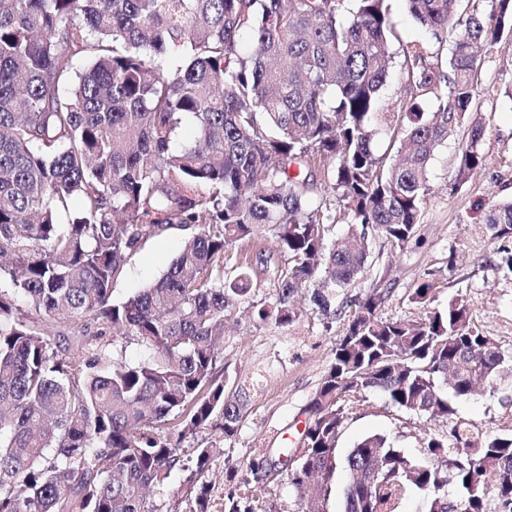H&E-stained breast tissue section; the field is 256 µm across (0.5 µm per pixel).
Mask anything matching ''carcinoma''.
<instances>
[{"label":"carcinoma","instance_id":"obj_1","mask_svg":"<svg viewBox=\"0 0 512 512\" xmlns=\"http://www.w3.org/2000/svg\"><path fill=\"white\" fill-rule=\"evenodd\" d=\"M402 2L425 39L402 40L390 0H0V512H149L146 492L180 472L208 512L197 476L241 416L215 376L250 292L246 269L224 270L232 245L265 228L288 254L275 305L256 311L286 326L302 284L324 273L326 309V289L364 270L367 227L413 238L449 132L466 129L456 182L483 166L482 61L512 29V0ZM447 46L449 74L429 62ZM394 72L409 98L384 103ZM335 201L349 230L330 240ZM485 226L512 238V201ZM174 228L184 245L166 272L113 301L129 256ZM380 303L361 301L336 343L291 483L326 505L343 464L342 512H400L409 488L421 512H512V435L471 445L452 401L512 381V355L460 296L419 321L383 320ZM115 332L144 356L114 359ZM371 391L449 434L421 460L380 434L341 455ZM205 427L209 445L181 446ZM259 492L228 494L224 512H262Z\"/></svg>","mask_w":512,"mask_h":512}]
</instances>
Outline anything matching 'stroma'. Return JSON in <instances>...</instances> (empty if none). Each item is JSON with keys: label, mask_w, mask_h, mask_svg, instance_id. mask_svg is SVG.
Masks as SVG:
<instances>
[{"label": "stroma", "mask_w": 512, "mask_h": 512, "mask_svg": "<svg viewBox=\"0 0 512 512\" xmlns=\"http://www.w3.org/2000/svg\"><path fill=\"white\" fill-rule=\"evenodd\" d=\"M481 82L486 92L482 168L457 184L456 153L462 136H450L432 164L431 190L414 237L398 246L370 232L364 272L337 294L329 309L317 305L314 288L308 285L293 298L296 317L290 325L256 319V307L274 302L278 272L288 266V257L275 250L267 233L234 244L232 263L251 264L254 274L249 295L228 322L219 369L226 374L227 391L254 378L259 388L241 395L238 430L225 440L223 454L204 475L215 512H222L231 491L254 481L262 487V512H306V500L281 462L286 449L298 447L308 403L331 365L350 314L368 295H383L380 318L405 321L421 319L428 308L442 309L449 300L463 297L471 324L502 351L512 352V238L492 236L483 223L495 205L512 199V37L503 38L486 56ZM183 241V233L172 229L143 243L114 283L113 300H123L157 280ZM423 283L431 286L425 305L412 298ZM455 405L459 417L471 425L473 444L491 434L512 433L510 388L487 386ZM449 429L448 422L403 412L373 392L354 408L338 446L345 451L361 438L381 433L415 459L428 436ZM260 453L278 463L279 471L256 478L250 464Z\"/></svg>", "instance_id": "obj_1"}]
</instances>
